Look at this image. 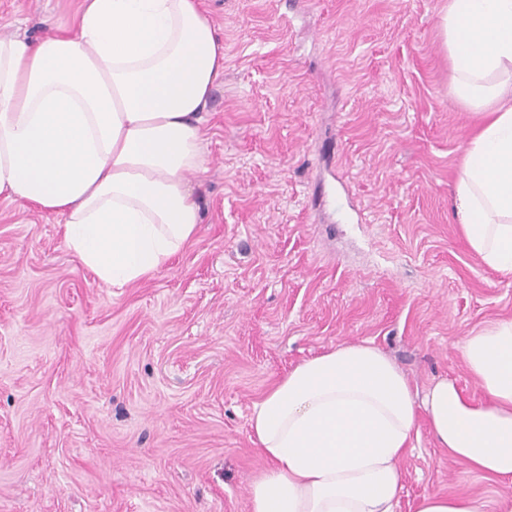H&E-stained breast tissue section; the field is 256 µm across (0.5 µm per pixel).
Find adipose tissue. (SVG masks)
<instances>
[{
	"label": "adipose tissue",
	"mask_w": 512,
	"mask_h": 512,
	"mask_svg": "<svg viewBox=\"0 0 512 512\" xmlns=\"http://www.w3.org/2000/svg\"><path fill=\"white\" fill-rule=\"evenodd\" d=\"M441 27L449 95L484 116L456 216L482 263L512 276V0H448ZM223 72L200 0H82L74 32L0 37V197L64 215L68 249L103 284L152 279L201 222L188 176L207 169ZM462 355L485 400L448 378L418 392L369 342L290 370L249 418L270 464L251 512H396L422 418L450 458L512 480V320L466 336Z\"/></svg>",
	"instance_id": "1"
}]
</instances>
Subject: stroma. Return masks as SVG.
<instances>
[{"instance_id":"stroma-1","label":"stroma","mask_w":512,"mask_h":512,"mask_svg":"<svg viewBox=\"0 0 512 512\" xmlns=\"http://www.w3.org/2000/svg\"><path fill=\"white\" fill-rule=\"evenodd\" d=\"M80 4L0 0V37L71 31ZM202 5L224 38L202 222L152 280L102 284L63 216L0 199V512H250L253 405L339 344L483 396L461 344L512 319V276L454 217L477 118L448 96V0ZM400 468L396 512L512 493L424 420ZM484 503L469 495L429 494L421 498L416 512H485Z\"/></svg>"}]
</instances>
